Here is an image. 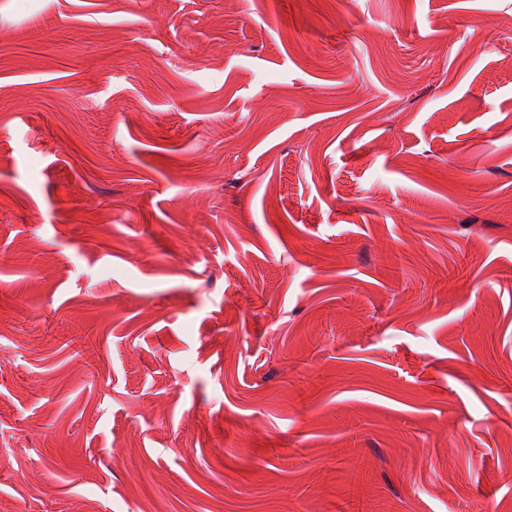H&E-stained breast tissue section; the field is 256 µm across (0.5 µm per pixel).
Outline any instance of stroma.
I'll return each instance as SVG.
<instances>
[{"mask_svg": "<svg viewBox=\"0 0 512 512\" xmlns=\"http://www.w3.org/2000/svg\"><path fill=\"white\" fill-rule=\"evenodd\" d=\"M0 512H512V0H0Z\"/></svg>", "mask_w": 512, "mask_h": 512, "instance_id": "stroma-1", "label": "stroma"}]
</instances>
